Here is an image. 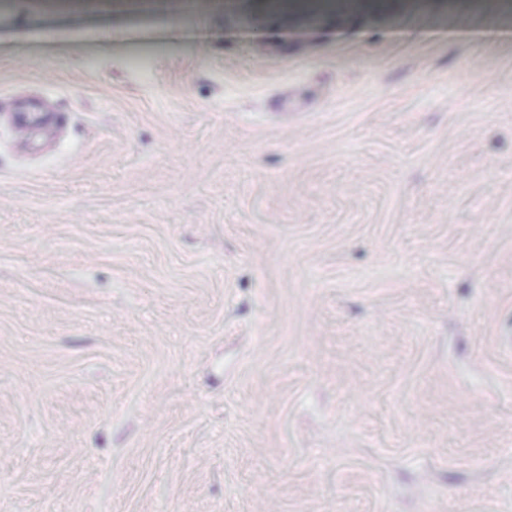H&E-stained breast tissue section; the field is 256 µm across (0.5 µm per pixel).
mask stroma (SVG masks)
I'll return each instance as SVG.
<instances>
[{
	"mask_svg": "<svg viewBox=\"0 0 512 512\" xmlns=\"http://www.w3.org/2000/svg\"><path fill=\"white\" fill-rule=\"evenodd\" d=\"M7 2L0 512H512V15Z\"/></svg>",
	"mask_w": 512,
	"mask_h": 512,
	"instance_id": "1",
	"label": "stroma"
}]
</instances>
